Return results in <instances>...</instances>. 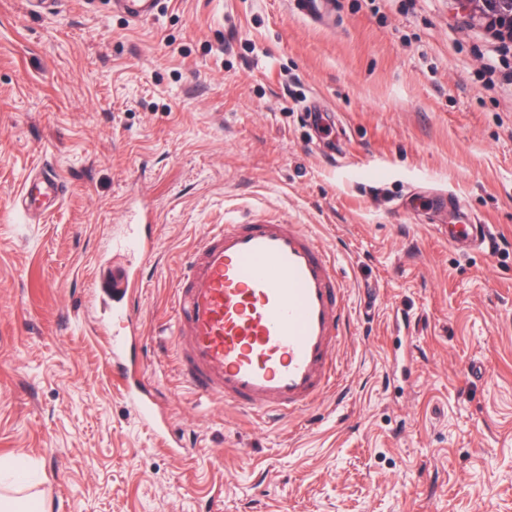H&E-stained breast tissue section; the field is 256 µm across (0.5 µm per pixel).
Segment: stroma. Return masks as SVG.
Returning a JSON list of instances; mask_svg holds the SVG:
<instances>
[{"mask_svg":"<svg viewBox=\"0 0 512 512\" xmlns=\"http://www.w3.org/2000/svg\"><path fill=\"white\" fill-rule=\"evenodd\" d=\"M0 0V457L50 512H512V41L455 0ZM54 166L67 192L13 208ZM141 208L153 254L113 248ZM304 225L347 284L341 377L268 425L183 387L169 298L212 224ZM137 268L138 370L104 351ZM142 280L133 268L112 283V319L122 324L119 333H112L105 358L113 373L122 381L124 397L138 417L166 442L167 449L179 453L183 444L170 434L168 419L160 410L155 389L138 377L137 350L142 340L135 316L136 302Z\"/></svg>","mask_w":512,"mask_h":512,"instance_id":"35a3bbf8","label":"stroma"}]
</instances>
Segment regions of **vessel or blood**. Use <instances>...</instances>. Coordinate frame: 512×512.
<instances>
[{
    "mask_svg": "<svg viewBox=\"0 0 512 512\" xmlns=\"http://www.w3.org/2000/svg\"><path fill=\"white\" fill-rule=\"evenodd\" d=\"M63 187L55 169H42L22 196L21 211L48 208ZM141 286L132 269L113 282L112 318L122 330L105 358L127 403L178 453L183 444L171 435L154 388L138 376ZM346 292L328 251L303 225L262 217L209 226L173 295V348L183 382L262 420L308 408L338 379Z\"/></svg>",
    "mask_w": 512,
    "mask_h": 512,
    "instance_id": "b4317fda",
    "label": "vessel or blood"
}]
</instances>
